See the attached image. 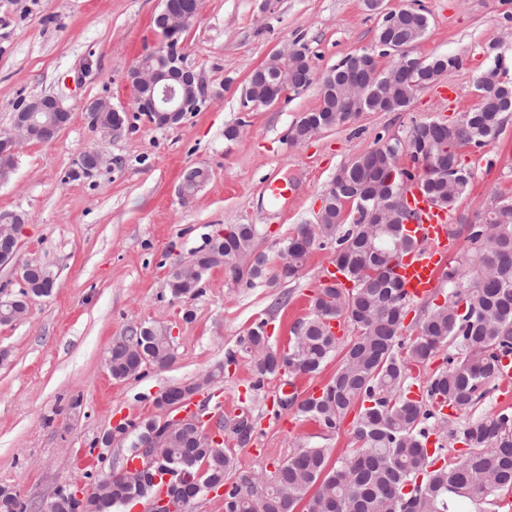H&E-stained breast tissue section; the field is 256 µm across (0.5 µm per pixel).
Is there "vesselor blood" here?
<instances>
[{
    "label": "vessel or blood",
    "instance_id": "obj_1",
    "mask_svg": "<svg viewBox=\"0 0 512 512\" xmlns=\"http://www.w3.org/2000/svg\"><path fill=\"white\" fill-rule=\"evenodd\" d=\"M405 195L417 219L404 225L403 232L415 246L400 260L394 273L409 298L421 301L434 293L437 270L453 247L448 236L450 218L446 209L434 205L415 185H408Z\"/></svg>",
    "mask_w": 512,
    "mask_h": 512
}]
</instances>
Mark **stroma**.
Masks as SVG:
<instances>
[{
	"instance_id": "stroma-1",
	"label": "stroma",
	"mask_w": 512,
	"mask_h": 512,
	"mask_svg": "<svg viewBox=\"0 0 512 512\" xmlns=\"http://www.w3.org/2000/svg\"><path fill=\"white\" fill-rule=\"evenodd\" d=\"M421 4L429 28L412 56H455L459 66L402 111L364 112L296 143L290 130L317 108V88L248 110L245 83L272 52L292 44L306 47L319 72L374 48L380 21L363 0H200L180 42L185 64L210 96L169 127L137 112L129 80L130 68L161 42L153 26L161 0H0V134L35 97L54 96L71 114L56 140L22 145L15 169L0 181V212L26 218L21 260L56 275L52 296L35 299L23 320L0 326V350L8 353L0 363V488L36 502L61 483L91 492L127 453L120 445L97 450L95 440L120 417H156L155 400L166 387L207 374L231 352L237 363L215 384L203 413L251 419L247 442L224 435L239 472L274 466L305 445L329 449L334 461L351 448V423L329 436L279 404L286 394L317 392L336 360L313 377L259 383L240 344L262 321L272 342L287 347L292 324L307 314L325 279L330 248L314 247L295 280L272 288L236 284L216 267L202 294L183 301L172 299L166 281L174 264L235 224L256 225L259 250L277 256L298 225L314 222L342 166L405 136L413 124L452 123L476 106L477 78L496 55L512 58V0ZM93 100L125 111L122 137L92 130L85 106ZM232 127L239 133L230 139ZM88 151L102 154L105 164L93 179L73 178L76 160ZM460 159L470 190L451 211L452 232L512 192V119L495 143L462 149ZM197 166L208 168L210 179L182 202L177 186ZM271 179L285 187V197L265 191ZM140 324L172 329L175 361L114 380L106 365L112 341Z\"/></svg>"
}]
</instances>
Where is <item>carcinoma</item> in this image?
Masks as SVG:
<instances>
[{
  "label": "carcinoma",
  "mask_w": 512,
  "mask_h": 512,
  "mask_svg": "<svg viewBox=\"0 0 512 512\" xmlns=\"http://www.w3.org/2000/svg\"><path fill=\"white\" fill-rule=\"evenodd\" d=\"M403 22L379 26L377 43L393 52L401 45L421 40L428 18L418 8L402 10ZM276 78L288 83L296 64L286 56L275 60ZM426 82L459 66L452 56H435L424 62ZM501 57L477 83L485 102L497 97ZM413 88L397 83L387 98L369 99L368 112H396L408 106ZM346 92L334 83L320 90L318 111L307 112L292 134L306 137L299 124L311 120L321 128L342 125L358 113L345 109ZM505 123V115L487 109L469 113L467 122L452 134L434 122L412 126L408 138L430 143L428 155L412 156L422 168L416 176L400 164L399 139L385 142L343 166L351 190H336V197H355L352 214L342 218V205L328 207L321 224H301L288 237L276 262L257 250L258 230L253 224H238L214 236L193 255L194 268L174 265L167 286L172 298L192 299L202 291L203 274L224 267L236 284L255 288L274 286L295 279L315 245L334 246V264L351 283L328 281L310 300L307 315L293 326L288 347L273 346L263 325L253 328L244 340L249 364L258 379L278 376L283 371L315 376L338 349L343 355L335 373L324 385L327 397L292 396L289 406L301 416L329 431L341 427L354 406L359 413L352 426L356 447L339 464L330 465L328 449L301 446L288 459L253 474H237L234 454L224 445L202 442L191 426L169 437L168 457L136 488L114 483L106 497L91 492L82 498L65 494L55 512H114L137 495L152 496L154 478L166 473L192 496L204 493L207 481L229 485L224 492V512H253L252 497L266 498V512H459L465 500L472 512H496L498 495L512 491V412L474 416L500 379L501 362L512 356V195L466 225L460 243L462 263L444 273L448 282L443 302L420 310L416 334L403 337L404 319L413 301L394 279L393 268L411 247L400 224H374L370 215L386 202L365 195L367 188L395 173L392 192L405 190L416 179L448 180L436 187L435 201L451 209L470 188L458 150L493 144ZM253 262L247 272L237 268L246 257ZM56 286L53 271L40 267V274L22 279L16 298H40ZM344 319L353 334L345 344L329 322ZM144 351L171 366L175 356L164 329L143 331L129 328L112 342L107 360L115 380H125L140 371L132 351L135 342ZM443 365L433 372L428 367L438 355ZM421 387L420 398L410 396L412 386ZM455 410L451 419L444 409ZM151 420L129 422L125 428L127 457L133 456L150 434ZM434 448H428L431 436ZM465 445L453 459L448 446ZM304 510H299V506ZM33 504L15 491L0 488V512H32Z\"/></svg>",
  "instance_id": "1"
}]
</instances>
